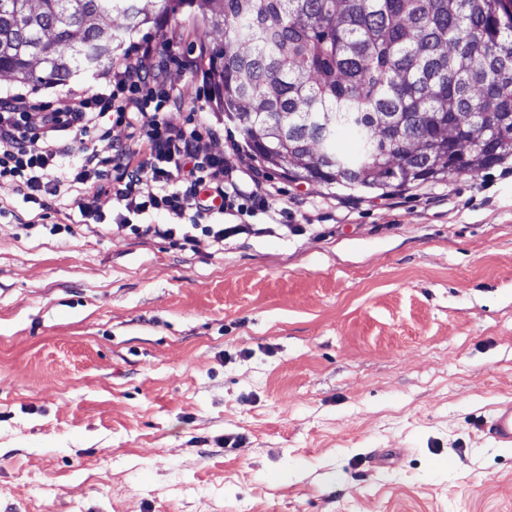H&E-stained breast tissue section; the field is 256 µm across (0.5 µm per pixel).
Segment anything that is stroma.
Instances as JSON below:
<instances>
[{"label":"stroma","mask_w":512,"mask_h":512,"mask_svg":"<svg viewBox=\"0 0 512 512\" xmlns=\"http://www.w3.org/2000/svg\"><path fill=\"white\" fill-rule=\"evenodd\" d=\"M212 45L179 9L140 40ZM182 119L220 121L170 68ZM299 233L19 226L0 180V512H512V157L379 195L266 170ZM486 431L495 442L512 446V403L499 407L492 419L486 423Z\"/></svg>","instance_id":"1"}]
</instances>
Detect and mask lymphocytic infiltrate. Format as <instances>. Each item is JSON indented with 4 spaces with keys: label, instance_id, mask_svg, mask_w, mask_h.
Masks as SVG:
<instances>
[{
    "label": "lymphocytic infiltrate",
    "instance_id": "lymphocytic-infiltrate-1",
    "mask_svg": "<svg viewBox=\"0 0 512 512\" xmlns=\"http://www.w3.org/2000/svg\"><path fill=\"white\" fill-rule=\"evenodd\" d=\"M194 71L198 57L184 54L173 39L146 41L135 55L102 69L96 88L74 93L64 109L52 108L30 91L0 93V180L12 182L26 202L37 205L33 230L49 208L68 212L83 192L111 195L118 213L113 226L93 216L89 227L113 229L194 248L199 237L223 246L240 234L263 233L254 216L287 225L288 211L276 208L260 175L240 172L229 158L205 152L204 140L220 127L178 120L185 97L168 84L171 65ZM125 138L111 139V129ZM71 167L62 161L70 153ZM165 212V224H135L132 216ZM247 215L250 223L224 224V215Z\"/></svg>",
    "mask_w": 512,
    "mask_h": 512
}]
</instances>
